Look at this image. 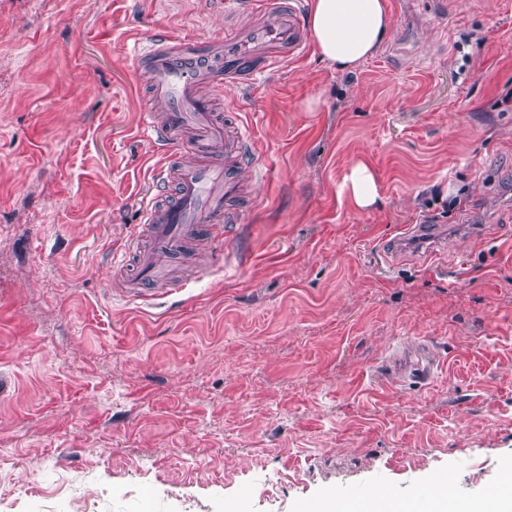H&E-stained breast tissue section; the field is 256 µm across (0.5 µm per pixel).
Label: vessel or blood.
<instances>
[{
	"label": "vessel or blood",
	"mask_w": 512,
	"mask_h": 512,
	"mask_svg": "<svg viewBox=\"0 0 512 512\" xmlns=\"http://www.w3.org/2000/svg\"><path fill=\"white\" fill-rule=\"evenodd\" d=\"M224 10L253 20L213 39L157 27L135 50L150 88L145 116L156 154L152 180L177 192L169 201L145 197L146 246L132 240L112 256L132 298L151 300L154 285L166 281L198 236L229 242L240 221L231 209L240 195L236 171L255 139L234 121L239 105L226 94L283 69L308 44L306 0H225Z\"/></svg>",
	"instance_id": "1"
}]
</instances>
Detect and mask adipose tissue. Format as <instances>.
<instances>
[{
  "mask_svg": "<svg viewBox=\"0 0 512 512\" xmlns=\"http://www.w3.org/2000/svg\"><path fill=\"white\" fill-rule=\"evenodd\" d=\"M308 27L321 59L349 72L388 40L391 17L384 0H314Z\"/></svg>",
  "mask_w": 512,
  "mask_h": 512,
  "instance_id": "adipose-tissue-1",
  "label": "adipose tissue"
}]
</instances>
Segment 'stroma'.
Returning a JSON list of instances; mask_svg holds the SVG:
<instances>
[{"instance_id": "stroma-1", "label": "stroma", "mask_w": 512, "mask_h": 512, "mask_svg": "<svg viewBox=\"0 0 512 512\" xmlns=\"http://www.w3.org/2000/svg\"><path fill=\"white\" fill-rule=\"evenodd\" d=\"M385 4L354 71L311 47L229 91L268 175L239 170L226 265L142 302L111 267L155 161L134 44L250 17L0 0V512H314L441 475L458 505L512 471V0ZM420 350L430 380L391 372ZM345 187L353 203L361 209L369 208L379 197L374 175L364 163L357 164L346 178Z\"/></svg>"}]
</instances>
